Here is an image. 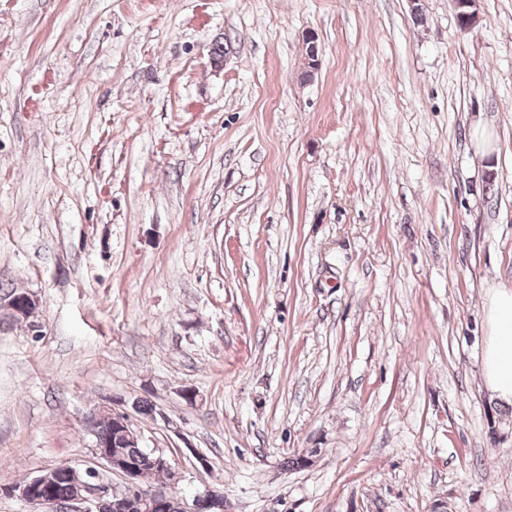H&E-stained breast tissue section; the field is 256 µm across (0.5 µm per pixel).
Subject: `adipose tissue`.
<instances>
[{
  "mask_svg": "<svg viewBox=\"0 0 512 512\" xmlns=\"http://www.w3.org/2000/svg\"><path fill=\"white\" fill-rule=\"evenodd\" d=\"M484 314L482 377L499 399L512 404V289L497 288L489 293Z\"/></svg>",
  "mask_w": 512,
  "mask_h": 512,
  "instance_id": "1",
  "label": "adipose tissue"
}]
</instances>
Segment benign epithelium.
<instances>
[{
    "instance_id": "benign-epithelium-1",
    "label": "benign epithelium",
    "mask_w": 512,
    "mask_h": 512,
    "mask_svg": "<svg viewBox=\"0 0 512 512\" xmlns=\"http://www.w3.org/2000/svg\"><path fill=\"white\" fill-rule=\"evenodd\" d=\"M39 307V298L31 290L15 302L10 299L0 300V310H7L11 314L19 313L22 322L35 330L40 328ZM105 417L111 418L112 423L131 436L133 442L141 440V436L132 426L131 411L127 409V403L104 402L91 408L84 416V424L87 433L93 437L90 448L92 461L84 467H70L74 489L66 512H112L114 501L123 502L127 512H189L185 498L177 489L181 476L172 459L158 449L147 451L148 462L167 476L169 489H143L137 465L117 449L98 439L96 430ZM53 473L54 469L48 468L42 474L13 487L11 492L18 494L28 504L54 508L56 503L46 496ZM114 476L120 477L122 483H114ZM193 502L196 512L201 505H213L221 512L224 510V495L217 490L209 489L195 496Z\"/></svg>"
}]
</instances>
